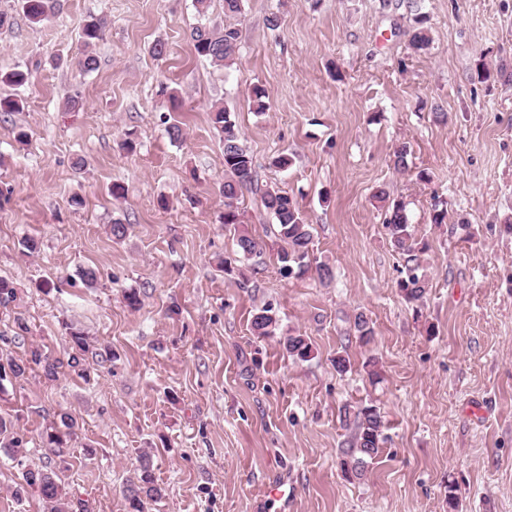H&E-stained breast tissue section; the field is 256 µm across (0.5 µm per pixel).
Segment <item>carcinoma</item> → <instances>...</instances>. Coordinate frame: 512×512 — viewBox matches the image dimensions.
<instances>
[{
  "instance_id": "carcinoma-1",
  "label": "carcinoma",
  "mask_w": 512,
  "mask_h": 512,
  "mask_svg": "<svg viewBox=\"0 0 512 512\" xmlns=\"http://www.w3.org/2000/svg\"><path fill=\"white\" fill-rule=\"evenodd\" d=\"M20 5L28 21L33 25H40L55 15L59 0H20ZM102 33L101 20L92 18L84 24L83 40L87 50L83 51L78 59V65L84 72L97 69V58L88 51V47L100 39ZM190 40L197 57L229 66L235 60L239 48L240 30L231 24L222 27L201 25L192 29ZM430 45L428 28H415L410 39L412 49L424 52ZM212 120L223 134L224 224L232 225L238 223L235 201L238 200L241 190L254 182L255 166L251 154L241 141L235 122L230 118V113L218 108L213 112ZM409 154L410 147L407 143L395 146L391 155L393 167L400 171L406 170ZM374 198L386 207L385 224L391 243L404 259L406 276L399 282V291L408 302L420 301L426 295L429 283L423 272V248L413 239L406 206L401 201L390 199L384 189L377 190ZM262 204L276 220L277 238L284 243L279 253L280 273L303 275L310 267L311 225L307 223L304 214L292 198L279 189L266 190L262 196ZM275 322L276 319L270 314V309L258 310L251 321L253 335H270ZM354 328L362 343H370L374 331L363 313L355 315ZM70 337L75 352L70 354L67 362L52 361L39 348H32L24 360L11 359L6 366L0 363V382L8 377L24 376L26 370L33 365L41 368L45 377L51 380L56 378L58 369L63 366L69 367L80 376H87L82 364V355L89 351L87 339L79 330L70 331ZM286 350L291 356L306 361L311 357L312 343L305 336H290L286 340ZM340 417L346 422L353 421L355 426L351 444L342 452L341 470L349 479H361L365 476L369 464L387 442V423L374 405L345 404L340 409ZM76 424L77 421L71 413L62 412L59 414V424L50 427V431L46 432V445L55 456L63 459L68 454L69 441ZM22 479L20 489L30 488L37 491L44 503V512H73V504L63 498L53 472L29 467L22 471ZM162 496V489L154 484L149 466L141 464L138 482L128 488L127 501L130 512H145L146 502L156 501Z\"/></svg>"
}]
</instances>
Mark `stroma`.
Wrapping results in <instances>:
<instances>
[{
    "instance_id": "1",
    "label": "stroma",
    "mask_w": 512,
    "mask_h": 512,
    "mask_svg": "<svg viewBox=\"0 0 512 512\" xmlns=\"http://www.w3.org/2000/svg\"><path fill=\"white\" fill-rule=\"evenodd\" d=\"M60 4L33 25L19 0H0L10 19L0 71L32 73L21 87L0 83V98L24 102L0 114V277L17 290L0 304V356L20 360L37 345L67 359L72 327L94 349L89 380L63 367L53 380L37 368L0 383V418L23 438L26 464L54 472L83 512H129L144 458L163 490L146 512H264L273 477L295 488L289 512H512V0H243L237 15L224 0L202 14L194 0ZM92 16L106 24L88 48ZM422 16L432 43L417 53L410 33ZM201 23L239 28L232 65L195 56ZM86 48L92 72L77 65ZM70 99L78 110H66ZM220 107L258 175L237 202L239 227L262 244L248 258L222 222ZM128 137L131 152L120 147ZM402 141L411 153L399 171L390 155ZM281 154L288 168L274 166ZM116 184L125 197L112 196ZM269 188L303 211L310 260L332 279L281 275L261 202ZM380 188L405 203L426 247L422 302L399 293L403 261ZM438 205L447 223H432ZM117 219L120 241L109 233ZM88 267L99 271L91 286L79 275ZM263 307L276 325L258 337L251 320ZM359 312L374 330L367 344ZM296 335L310 339L309 360L289 356ZM347 402L376 405L388 424L361 480L340 468L354 433L339 415ZM64 410L77 419L65 464L42 440ZM20 481L0 448V512H43L38 493L15 498Z\"/></svg>"
}]
</instances>
